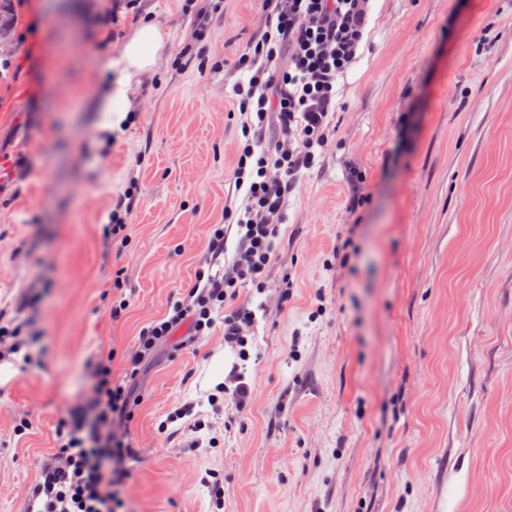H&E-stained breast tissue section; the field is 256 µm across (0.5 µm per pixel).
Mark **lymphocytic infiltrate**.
Masks as SVG:
<instances>
[{
	"instance_id": "lymphocytic-infiltrate-1",
	"label": "lymphocytic infiltrate",
	"mask_w": 512,
	"mask_h": 512,
	"mask_svg": "<svg viewBox=\"0 0 512 512\" xmlns=\"http://www.w3.org/2000/svg\"><path fill=\"white\" fill-rule=\"evenodd\" d=\"M371 7L372 0H262L254 20L259 36L238 61L250 76L235 86L245 144L230 186L241 198H225L224 221L211 225L193 282L142 326L137 342L120 354L111 340L100 341L87 396L95 424L60 420L62 441L26 493L33 512H123L134 457L127 424L141 404L136 387L144 367L181 327L190 341L203 338L241 285L263 289L288 196L335 130L336 82L357 58ZM231 225L238 239L223 264Z\"/></svg>"
}]
</instances>
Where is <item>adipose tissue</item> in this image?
Masks as SVG:
<instances>
[{
  "label": "adipose tissue",
  "mask_w": 512,
  "mask_h": 512,
  "mask_svg": "<svg viewBox=\"0 0 512 512\" xmlns=\"http://www.w3.org/2000/svg\"><path fill=\"white\" fill-rule=\"evenodd\" d=\"M169 33L163 22L148 19L134 24L127 32L119 55L107 60V79L97 109L103 118L102 131L120 128L139 97L144 76L157 64Z\"/></svg>",
  "instance_id": "1"
}]
</instances>
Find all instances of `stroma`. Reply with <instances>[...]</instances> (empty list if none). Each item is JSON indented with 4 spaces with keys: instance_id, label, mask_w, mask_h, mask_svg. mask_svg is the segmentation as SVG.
<instances>
[{
    "instance_id": "obj_1",
    "label": "stroma",
    "mask_w": 512,
    "mask_h": 512,
    "mask_svg": "<svg viewBox=\"0 0 512 512\" xmlns=\"http://www.w3.org/2000/svg\"><path fill=\"white\" fill-rule=\"evenodd\" d=\"M117 2L13 0L0 39V327L21 348L0 361V512H27L60 419L92 423L98 340L133 346L193 281L245 142L234 64L259 0ZM149 15L170 39L111 143L104 64ZM336 105L265 293L240 291L248 361L219 324L142 378L127 512H512V0H375ZM130 187L128 238L103 247ZM219 353L247 368L246 414L209 399ZM188 402L202 430L162 438Z\"/></svg>"
}]
</instances>
